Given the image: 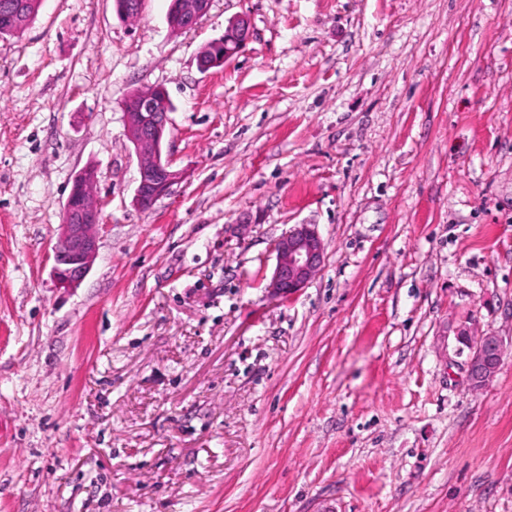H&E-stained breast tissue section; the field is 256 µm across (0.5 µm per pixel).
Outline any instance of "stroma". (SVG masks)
<instances>
[{
    "label": "stroma",
    "instance_id": "35a3bbf8",
    "mask_svg": "<svg viewBox=\"0 0 512 512\" xmlns=\"http://www.w3.org/2000/svg\"><path fill=\"white\" fill-rule=\"evenodd\" d=\"M168 6L42 0L0 37V512H512V349L475 392L454 339L512 336V0ZM155 87L182 177L143 210L123 103ZM295 224L324 261L281 299ZM176 18L167 15L170 29L184 31L192 29L210 9L211 0H175ZM250 37V25L246 18L238 17L224 29V35L209 42L207 51L200 57L203 71L224 65L239 54ZM223 48V51L215 49ZM96 180L97 170L92 166L77 172L63 206L62 232L53 249L51 269L59 288L80 285L97 258L101 211L92 197L86 205L78 202L81 189L88 186L92 192ZM276 265L268 293L288 298L300 292L321 266L324 244L312 224H295L276 242Z\"/></svg>",
    "mask_w": 512,
    "mask_h": 512
}]
</instances>
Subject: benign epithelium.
Wrapping results in <instances>:
<instances>
[{"label": "benign epithelium", "instance_id": "obj_1", "mask_svg": "<svg viewBox=\"0 0 512 512\" xmlns=\"http://www.w3.org/2000/svg\"><path fill=\"white\" fill-rule=\"evenodd\" d=\"M211 0H178L176 16L168 17L169 28L189 30L197 25L210 9ZM250 37L246 18L238 17L224 29V35L209 42L200 57V68L206 71L221 66L239 54ZM169 96L163 88L132 92L124 103V121L127 134L140 159L135 201L146 209L159 198L169 194L180 179L163 158L162 147L169 123ZM97 170L86 167L76 173L63 206L62 232L54 246L51 269L56 284L61 288H75L90 272L98 255V226L101 211L95 202H78L83 187H94ZM276 265L268 293L281 298L300 292L321 266L324 244L312 224H296L276 242ZM456 340L469 349L465 363L466 380L470 389L478 391L497 374L506 346L496 333L472 336L465 329L457 332Z\"/></svg>", "mask_w": 512, "mask_h": 512}]
</instances>
